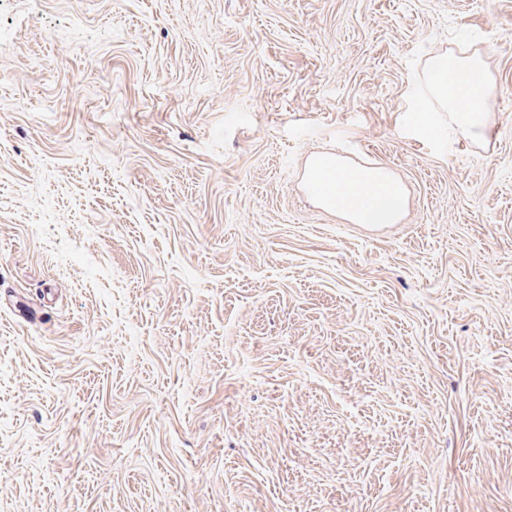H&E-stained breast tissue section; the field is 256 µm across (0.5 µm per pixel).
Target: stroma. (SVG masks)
<instances>
[{
	"label": "stroma",
	"mask_w": 512,
	"mask_h": 512,
	"mask_svg": "<svg viewBox=\"0 0 512 512\" xmlns=\"http://www.w3.org/2000/svg\"><path fill=\"white\" fill-rule=\"evenodd\" d=\"M0 512H512V0H0ZM428 86L440 111L448 112V127L461 129L473 140L487 135L488 80L478 60L452 55L435 59ZM386 180L381 169L361 171L336 179V207L325 198H313L326 208L350 213L361 224H391L402 210L403 196L400 189H389ZM367 185L378 188L377 198L369 206L364 203Z\"/></svg>",
	"instance_id": "35a3bbf8"
}]
</instances>
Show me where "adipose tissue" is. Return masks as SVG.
Listing matches in <instances>:
<instances>
[{
  "instance_id": "adipose-tissue-1",
  "label": "adipose tissue",
  "mask_w": 512,
  "mask_h": 512,
  "mask_svg": "<svg viewBox=\"0 0 512 512\" xmlns=\"http://www.w3.org/2000/svg\"><path fill=\"white\" fill-rule=\"evenodd\" d=\"M429 91L450 127L471 139L487 134L485 101L488 80L481 64L472 58L448 56L435 59L430 68ZM403 206L400 190L389 189L383 170L362 171L336 181V207L362 224H391Z\"/></svg>"
}]
</instances>
